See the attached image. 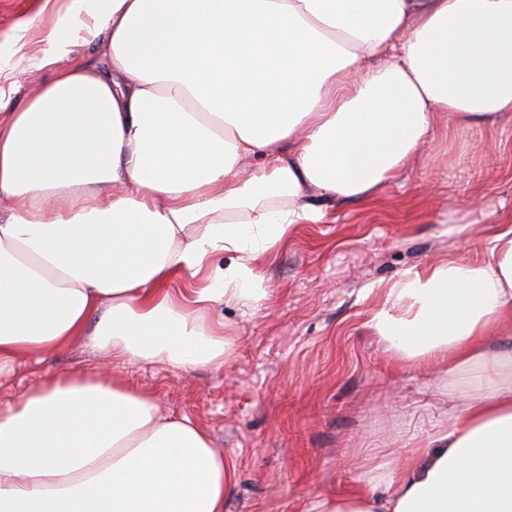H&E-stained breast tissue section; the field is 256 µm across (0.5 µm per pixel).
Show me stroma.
Masks as SVG:
<instances>
[{
  "mask_svg": "<svg viewBox=\"0 0 512 512\" xmlns=\"http://www.w3.org/2000/svg\"><path fill=\"white\" fill-rule=\"evenodd\" d=\"M0 0V44L38 52L65 0ZM512 226V117L461 131L440 121L414 163L373 196L331 202L298 225L263 268L259 311L219 306L232 335L224 365L174 368L110 359L85 343L15 366L0 404L59 374L117 377L189 416L232 457L224 512H307L313 499L376 481L457 412L438 366L387 352L370 326L385 291L410 272L472 257Z\"/></svg>",
  "mask_w": 512,
  "mask_h": 512,
  "instance_id": "35a3bbf8",
  "label": "stroma"
}]
</instances>
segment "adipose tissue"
Instances as JSON below:
<instances>
[{"label": "adipose tissue", "instance_id": "obj_1", "mask_svg": "<svg viewBox=\"0 0 512 512\" xmlns=\"http://www.w3.org/2000/svg\"><path fill=\"white\" fill-rule=\"evenodd\" d=\"M22 27L54 75L0 119V372L78 340L221 367L211 311L261 306L294 225L393 180L437 117L512 114V0H67ZM100 37L104 64L72 61ZM371 323L400 359L447 365L464 405L308 512H512V227L406 275ZM237 477L195 421L117 378L0 405V512H224Z\"/></svg>", "mask_w": 512, "mask_h": 512}]
</instances>
